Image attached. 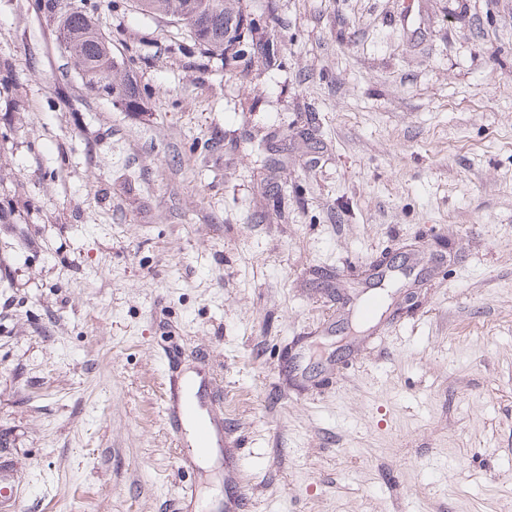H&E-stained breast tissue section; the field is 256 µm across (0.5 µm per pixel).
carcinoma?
I'll return each instance as SVG.
<instances>
[{"label":"carcinoma","mask_w":512,"mask_h":512,"mask_svg":"<svg viewBox=\"0 0 512 512\" xmlns=\"http://www.w3.org/2000/svg\"><path fill=\"white\" fill-rule=\"evenodd\" d=\"M190 0H137L140 10L169 16L184 28L204 53L217 54L224 67L276 65L274 44L257 37L258 30L276 23L273 17L257 19L245 12L239 0H198L205 4L196 20L186 18ZM60 0H41L38 8L56 24L59 39L75 40L76 51L68 54L74 71L98 95L112 99V105L124 110L141 107L146 92L122 82L118 72L123 67L112 57V43L101 22L94 15L76 10L63 14Z\"/></svg>","instance_id":"cac0c4a2"}]
</instances>
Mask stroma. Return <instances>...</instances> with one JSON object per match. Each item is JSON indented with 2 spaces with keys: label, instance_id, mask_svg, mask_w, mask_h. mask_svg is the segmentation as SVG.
<instances>
[{
  "label": "stroma",
  "instance_id": "1",
  "mask_svg": "<svg viewBox=\"0 0 512 512\" xmlns=\"http://www.w3.org/2000/svg\"><path fill=\"white\" fill-rule=\"evenodd\" d=\"M74 3L150 95L116 108L0 0V512H177L191 482L224 512L161 417L190 366L248 512H512V0H241L278 18L241 76Z\"/></svg>",
  "mask_w": 512,
  "mask_h": 512
}]
</instances>
